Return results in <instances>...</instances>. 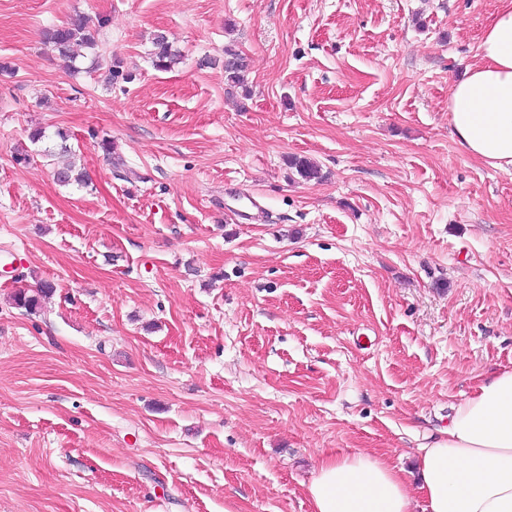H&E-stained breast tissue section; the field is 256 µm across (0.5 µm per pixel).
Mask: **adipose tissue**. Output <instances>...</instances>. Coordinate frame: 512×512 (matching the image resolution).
Instances as JSON below:
<instances>
[{
    "label": "adipose tissue",
    "mask_w": 512,
    "mask_h": 512,
    "mask_svg": "<svg viewBox=\"0 0 512 512\" xmlns=\"http://www.w3.org/2000/svg\"><path fill=\"white\" fill-rule=\"evenodd\" d=\"M501 6L448 98L451 134L486 165L512 173V0ZM423 512H512V371L495 374L455 407L419 457ZM313 512H411L400 469L356 454L324 459L308 484Z\"/></svg>",
    "instance_id": "1"
}]
</instances>
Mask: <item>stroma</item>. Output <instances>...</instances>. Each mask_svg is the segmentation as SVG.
Here are the masks:
<instances>
[{
  "instance_id": "stroma-1",
  "label": "stroma",
  "mask_w": 512,
  "mask_h": 512,
  "mask_svg": "<svg viewBox=\"0 0 512 512\" xmlns=\"http://www.w3.org/2000/svg\"><path fill=\"white\" fill-rule=\"evenodd\" d=\"M499 6L0 0V512H311L320 459L358 453L416 481L454 406L512 371V173L448 124ZM78 13L106 24L69 71L42 33ZM35 128L70 133L87 187ZM154 50L151 53L153 66L161 71L171 70L174 65L179 63L180 53L173 49L172 44L163 35H157L153 39ZM248 63L246 57L231 48L224 51V81L229 89L241 88L247 90L246 73ZM233 188L227 189L229 198L239 203L235 208L239 221L242 224H261L264 222L263 211L257 201L252 197L240 196L233 192Z\"/></svg>"
}]
</instances>
